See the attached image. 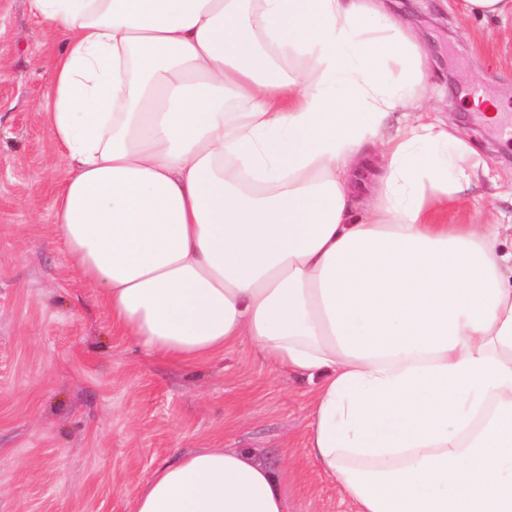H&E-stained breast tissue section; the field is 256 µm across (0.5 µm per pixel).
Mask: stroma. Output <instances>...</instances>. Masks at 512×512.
Here are the masks:
<instances>
[{
  "instance_id": "stroma-1",
  "label": "stroma",
  "mask_w": 512,
  "mask_h": 512,
  "mask_svg": "<svg viewBox=\"0 0 512 512\" xmlns=\"http://www.w3.org/2000/svg\"><path fill=\"white\" fill-rule=\"evenodd\" d=\"M432 68L428 116L485 164L452 224H494L512 251V139L474 109L512 114V18L461 0H397ZM61 43L28 0H0V512H134L141 482L194 448H247L281 471L289 512H351L303 454L314 387L241 343L194 364L149 356L113 330L98 289L61 246L49 202L61 175L35 109Z\"/></svg>"
}]
</instances>
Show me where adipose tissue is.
I'll return each instance as SVG.
<instances>
[{
  "label": "adipose tissue",
  "mask_w": 512,
  "mask_h": 512,
  "mask_svg": "<svg viewBox=\"0 0 512 512\" xmlns=\"http://www.w3.org/2000/svg\"><path fill=\"white\" fill-rule=\"evenodd\" d=\"M28 3L62 39L39 102L53 222L113 326L182 363L245 342L315 381L304 453L354 512H512V253L443 220L481 160L424 121L428 57L388 0ZM136 512L288 494L249 451L195 448Z\"/></svg>",
  "instance_id": "ef3b65f1"
}]
</instances>
